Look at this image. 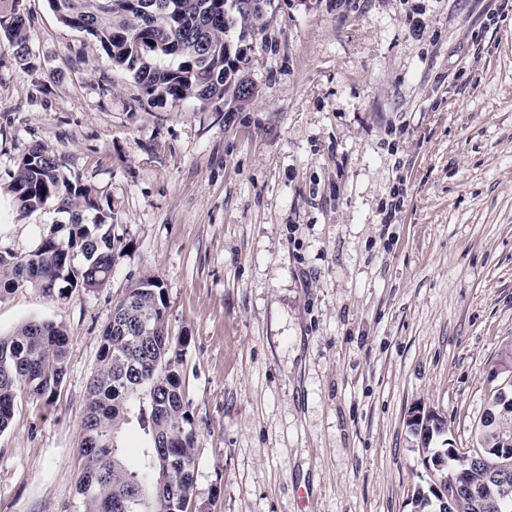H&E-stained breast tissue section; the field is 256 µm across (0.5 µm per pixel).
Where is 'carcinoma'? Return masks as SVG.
<instances>
[{
	"label": "carcinoma",
	"mask_w": 512,
	"mask_h": 512,
	"mask_svg": "<svg viewBox=\"0 0 512 512\" xmlns=\"http://www.w3.org/2000/svg\"><path fill=\"white\" fill-rule=\"evenodd\" d=\"M64 25L91 36L112 65L127 72L147 102L193 99L244 103L238 77L241 58H229L227 32L237 40L260 34L271 0H49ZM30 18L23 0H0V37L23 66L31 64ZM238 94L224 99L226 86ZM22 215L50 205L68 215L27 254L0 253V286H22L66 298L76 288H101L116 261L112 206L93 189L72 181L57 157L40 144L17 162L7 187ZM163 281L144 276L120 297L121 312L102 333L100 367L90 379L81 417L83 461L78 492L85 512H186L194 491L196 431L181 377L184 342L162 321ZM69 337L53 322L31 320L0 335V432L11 422L17 399H49L67 374ZM505 385L489 399L477 447L457 448L448 421L419 449L425 475L415 512H512V339L494 365ZM136 421L147 445L135 466L119 446L123 426ZM457 499L442 510L437 488Z\"/></svg>",
	"instance_id": "carcinoma-1"
}]
</instances>
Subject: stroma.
Returning <instances> with one entry per match:
<instances>
[{
  "label": "stroma",
  "mask_w": 512,
  "mask_h": 512,
  "mask_svg": "<svg viewBox=\"0 0 512 512\" xmlns=\"http://www.w3.org/2000/svg\"><path fill=\"white\" fill-rule=\"evenodd\" d=\"M24 7L32 67L0 45V252L57 219L7 191L39 144L111 203L117 257L96 290L0 295V335L44 319L69 337L51 401L22 397L0 433V512H84L86 386L117 299L150 274L188 339L192 512H414L409 413L471 447L512 338V10L271 0L230 112L134 106L92 38L48 0Z\"/></svg>",
  "instance_id": "stroma-1"
}]
</instances>
